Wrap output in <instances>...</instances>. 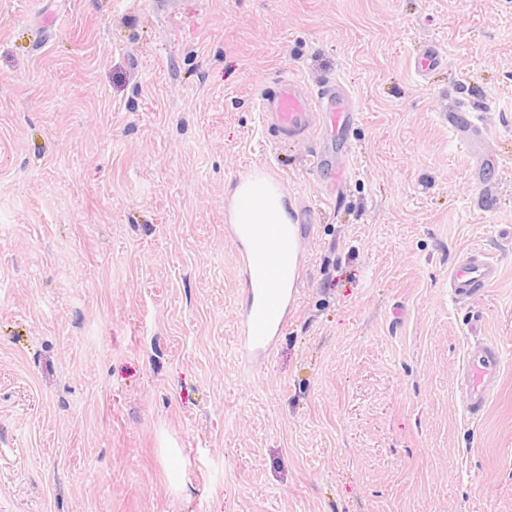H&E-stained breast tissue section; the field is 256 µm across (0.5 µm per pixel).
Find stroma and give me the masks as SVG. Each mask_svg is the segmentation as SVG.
Listing matches in <instances>:
<instances>
[{"mask_svg":"<svg viewBox=\"0 0 512 512\" xmlns=\"http://www.w3.org/2000/svg\"><path fill=\"white\" fill-rule=\"evenodd\" d=\"M286 73L357 120L276 143ZM255 167L312 220L248 362L224 212ZM511 229L512 0H0V512H512V357L479 420L456 396L472 316L512 354ZM472 249L499 278L452 302ZM442 58L432 46L421 47L415 57V68L422 77H428L440 68Z\"/></svg>","mask_w":512,"mask_h":512,"instance_id":"obj_1","label":"stroma"}]
</instances>
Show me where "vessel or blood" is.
Masks as SVG:
<instances>
[{"instance_id":"1","label":"vessel or blood","mask_w":512,"mask_h":512,"mask_svg":"<svg viewBox=\"0 0 512 512\" xmlns=\"http://www.w3.org/2000/svg\"><path fill=\"white\" fill-rule=\"evenodd\" d=\"M442 59L430 46L421 47L415 68L426 77L440 68ZM264 128L285 140L308 139L326 131H338L357 119L351 98L327 82L309 87L299 78L286 75L273 94L259 101ZM231 224L224 233L236 245L249 298L238 321V351L244 359L267 356L277 336L288 327L299 273L288 270L289 261H302L299 227L267 224L253 200L242 198L232 207ZM497 263L483 251L473 250L455 263L448 277L451 299L472 295L497 281ZM504 350L486 339L469 343L462 362L458 385L460 403L467 416L480 418L489 401V386L501 374Z\"/></svg>"}]
</instances>
